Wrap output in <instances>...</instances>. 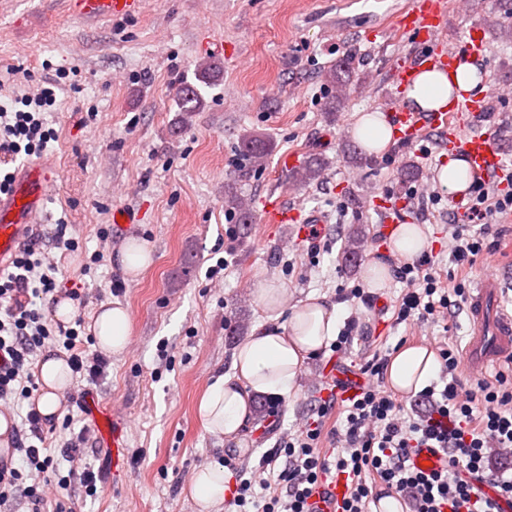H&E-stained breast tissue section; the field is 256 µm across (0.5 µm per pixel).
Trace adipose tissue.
Masks as SVG:
<instances>
[{"label": "adipose tissue", "mask_w": 512, "mask_h": 512, "mask_svg": "<svg viewBox=\"0 0 512 512\" xmlns=\"http://www.w3.org/2000/svg\"><path fill=\"white\" fill-rule=\"evenodd\" d=\"M477 67L465 63L453 74L422 72L406 102L415 110L442 109L459 94L479 89ZM353 138L368 153L380 154L392 139V129L384 113H366L359 117ZM335 306L311 297L295 306L285 322L257 326L236 350L233 373L220 374L201 398L197 418L203 429L225 438L236 436L251 415L256 395L289 396L297 382L303 362L329 345L338 331ZM97 348L108 355L125 351L129 340V316L120 304L102 307L88 326ZM439 361L425 347L401 350L388 368L391 388L402 394L419 391L434 377ZM42 389L36 401L44 416L59 414L65 390L71 382V370L65 357L51 355L40 366ZM200 512H222L231 495V484L223 465L214 464L197 472L191 488Z\"/></svg>", "instance_id": "1"}]
</instances>
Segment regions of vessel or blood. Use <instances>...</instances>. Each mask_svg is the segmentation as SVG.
Masks as SVG:
<instances>
[{
    "label": "vessel or blood",
    "mask_w": 512,
    "mask_h": 512,
    "mask_svg": "<svg viewBox=\"0 0 512 512\" xmlns=\"http://www.w3.org/2000/svg\"><path fill=\"white\" fill-rule=\"evenodd\" d=\"M69 4L78 19L100 20L137 14L141 0H69ZM446 21V0H411L409 7L398 14L397 27L413 37L418 50L410 58L392 64L389 82L394 94H403L419 69L450 72L463 59L483 53L485 34L477 25L469 26L455 43L444 44L440 33ZM493 90L492 82H485L478 93L436 112H415L397 100L389 112L397 140L413 143L425 134H435L441 147L461 153L479 176L493 175L502 165V150L491 134H477L471 129L473 119L483 110ZM52 180L51 170L43 162L34 161L17 171L7 194H0V269L10 263L32 235ZM261 212L266 224L302 225L306 238L322 223L318 214L304 215L279 201H262ZM468 312L472 329L465 348L466 367L474 371L512 358V313L501 307L500 281L482 280L469 299ZM342 491V481L332 476L325 479L323 487L309 500L311 512H334Z\"/></svg>",
    "instance_id": "obj_1"
}]
</instances>
